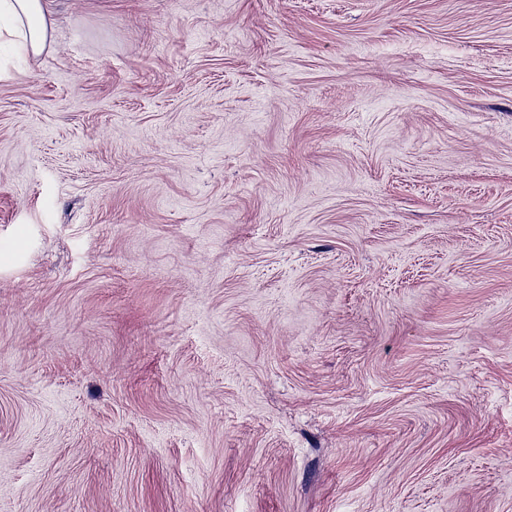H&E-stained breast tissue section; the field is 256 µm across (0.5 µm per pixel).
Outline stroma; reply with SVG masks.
<instances>
[{
    "label": "stroma",
    "instance_id": "obj_1",
    "mask_svg": "<svg viewBox=\"0 0 512 512\" xmlns=\"http://www.w3.org/2000/svg\"><path fill=\"white\" fill-rule=\"evenodd\" d=\"M0 48V512H512V0H53ZM48 0H0V37L14 38L23 53L37 58L53 42Z\"/></svg>",
    "mask_w": 512,
    "mask_h": 512
}]
</instances>
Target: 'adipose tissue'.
Masks as SVG:
<instances>
[{
	"instance_id": "1",
	"label": "adipose tissue",
	"mask_w": 512,
	"mask_h": 512,
	"mask_svg": "<svg viewBox=\"0 0 512 512\" xmlns=\"http://www.w3.org/2000/svg\"><path fill=\"white\" fill-rule=\"evenodd\" d=\"M53 34L49 0H0V36L14 38L25 55H42Z\"/></svg>"
}]
</instances>
